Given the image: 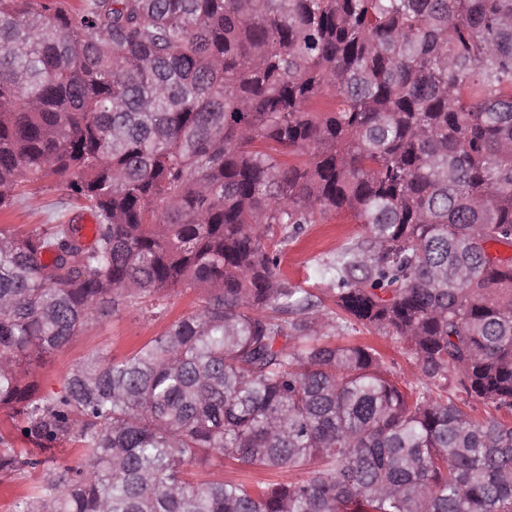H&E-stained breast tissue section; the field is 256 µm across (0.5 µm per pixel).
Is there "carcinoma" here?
<instances>
[{
    "instance_id": "carcinoma-1",
    "label": "carcinoma",
    "mask_w": 512,
    "mask_h": 512,
    "mask_svg": "<svg viewBox=\"0 0 512 512\" xmlns=\"http://www.w3.org/2000/svg\"><path fill=\"white\" fill-rule=\"evenodd\" d=\"M50 178L95 222L0 224V408L33 444L0 434V476L40 472L15 512H512V0H0V213ZM340 213L331 295L281 280L276 244ZM170 302L173 304L170 316L150 318L129 308L118 317L93 323L38 368L36 377L42 389L58 390L69 371L93 354L110 352L119 357L130 353L149 338L161 335L171 319L190 312L194 306L193 297L187 294H174ZM344 328V327H343ZM336 342H355L367 339L371 342L390 364L394 363L398 378L416 381L420 377L419 371L412 360H410L402 343L388 336L368 335L362 332H356L351 327L336 331ZM219 477L224 481L254 482L260 480L286 481L293 478L291 474L286 473H268L264 470L240 467L226 464L224 468L215 470Z\"/></svg>"
}]
</instances>
